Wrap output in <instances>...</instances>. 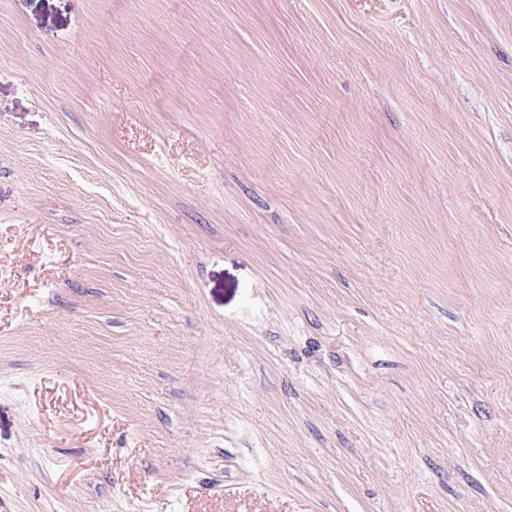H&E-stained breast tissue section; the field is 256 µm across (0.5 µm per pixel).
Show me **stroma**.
I'll return each instance as SVG.
<instances>
[{"label":"stroma","instance_id":"stroma-1","mask_svg":"<svg viewBox=\"0 0 512 512\" xmlns=\"http://www.w3.org/2000/svg\"><path fill=\"white\" fill-rule=\"evenodd\" d=\"M0 512H512V0H0Z\"/></svg>","mask_w":512,"mask_h":512}]
</instances>
